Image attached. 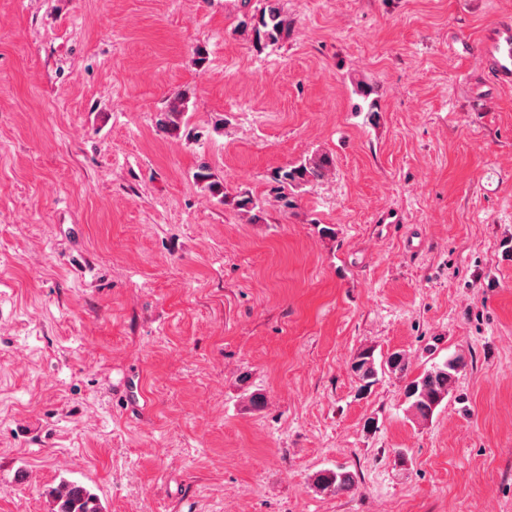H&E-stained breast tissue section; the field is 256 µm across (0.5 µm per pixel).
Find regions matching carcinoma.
I'll return each mask as SVG.
<instances>
[{
  "mask_svg": "<svg viewBox=\"0 0 512 512\" xmlns=\"http://www.w3.org/2000/svg\"><path fill=\"white\" fill-rule=\"evenodd\" d=\"M266 5L257 13L246 16L240 27L251 32L254 40L265 45H274L288 35L291 21L275 3V0H265ZM187 94L181 92L168 103L165 110L156 113L155 125L158 130L176 135L180 132L182 118L187 108ZM334 168V160L327 153H314L298 164L282 167L271 176L269 194L283 206L292 205L288 190L298 189L323 179ZM196 178L208 183L211 193L226 198L224 187L210 181L211 174L208 166L202 164L196 172ZM235 208L250 221H256L255 210L258 200L248 191H240L233 197ZM466 365L465 357L461 354L448 358L441 364H435L409 380L405 385V397L409 402L412 415L421 421L430 419L442 402L454 391L458 375ZM388 369L393 372L405 371V357L399 352L390 353L384 361L378 363L374 352L366 349L354 359L351 370L359 384V390L368 391L377 380L378 369ZM315 487L322 493L343 495L355 488L354 475L348 471L325 469L314 479ZM52 497V512H103L100 500L82 485L67 481L61 482L50 491Z\"/></svg>",
  "mask_w": 512,
  "mask_h": 512,
  "instance_id": "1",
  "label": "carcinoma"
}]
</instances>
